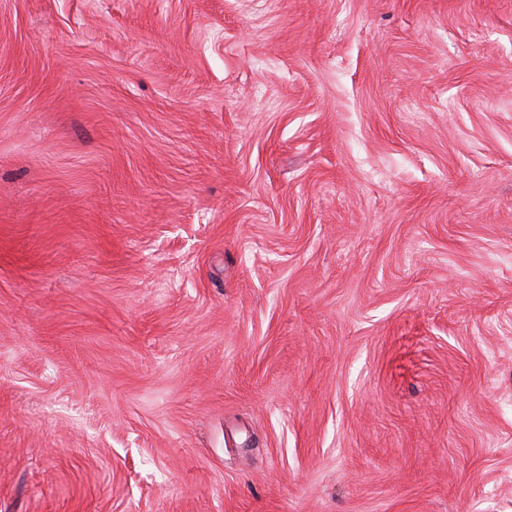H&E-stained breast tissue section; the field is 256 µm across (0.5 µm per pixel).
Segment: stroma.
<instances>
[{
	"mask_svg": "<svg viewBox=\"0 0 512 512\" xmlns=\"http://www.w3.org/2000/svg\"><path fill=\"white\" fill-rule=\"evenodd\" d=\"M0 512H512V0H0Z\"/></svg>",
	"mask_w": 512,
	"mask_h": 512,
	"instance_id": "35a3bbf8",
	"label": "stroma"
}]
</instances>
